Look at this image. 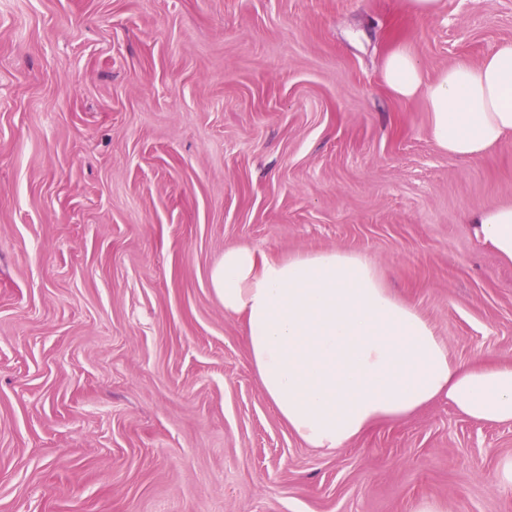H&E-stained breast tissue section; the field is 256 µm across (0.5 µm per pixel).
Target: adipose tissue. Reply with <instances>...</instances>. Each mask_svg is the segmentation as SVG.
Instances as JSON below:
<instances>
[{
    "mask_svg": "<svg viewBox=\"0 0 512 512\" xmlns=\"http://www.w3.org/2000/svg\"><path fill=\"white\" fill-rule=\"evenodd\" d=\"M383 80L396 97L425 98L428 134L449 155L478 156L512 142V41L430 81L398 46L385 59ZM471 222L512 264V203L489 204ZM209 280L225 314L244 322L264 395L309 447L342 448L442 396L464 416L512 423V363L454 361L433 324L358 253L279 259L234 245Z\"/></svg>",
    "mask_w": 512,
    "mask_h": 512,
    "instance_id": "obj_1",
    "label": "adipose tissue"
}]
</instances>
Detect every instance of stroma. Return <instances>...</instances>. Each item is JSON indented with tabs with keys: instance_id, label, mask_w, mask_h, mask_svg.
Instances as JSON below:
<instances>
[{
	"instance_id": "obj_1",
	"label": "stroma",
	"mask_w": 512,
	"mask_h": 512,
	"mask_svg": "<svg viewBox=\"0 0 512 512\" xmlns=\"http://www.w3.org/2000/svg\"><path fill=\"white\" fill-rule=\"evenodd\" d=\"M505 40L512 0H0V512H512V424L444 398L307 447L209 282L230 245L354 251L455 361L512 362L470 222L512 143L448 155L382 77Z\"/></svg>"
}]
</instances>
